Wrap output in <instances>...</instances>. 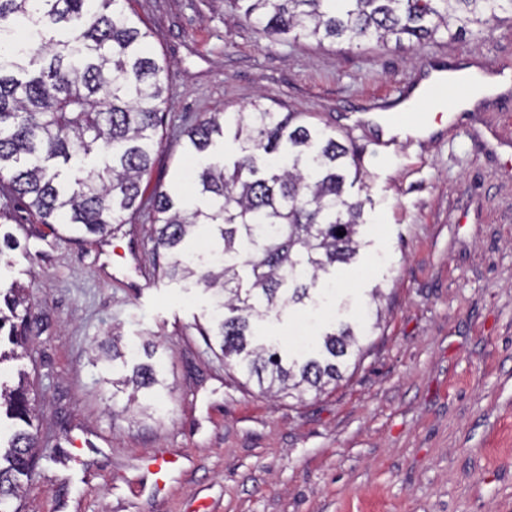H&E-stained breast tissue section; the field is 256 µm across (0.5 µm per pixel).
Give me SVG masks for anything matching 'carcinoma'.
Here are the masks:
<instances>
[{"instance_id":"obj_1","label":"carcinoma","mask_w":512,"mask_h":512,"mask_svg":"<svg viewBox=\"0 0 512 512\" xmlns=\"http://www.w3.org/2000/svg\"><path fill=\"white\" fill-rule=\"evenodd\" d=\"M123 0H0V193L27 200L43 224L81 237L104 236L125 216L153 214L158 266L170 280L196 279L216 297L212 327L224 364L262 391L321 393L343 378L359 349L354 327L325 332L320 350L284 362L260 341L255 322L289 306H319L321 277L353 262L361 247L363 201L346 194L357 167L336 135L261 100L246 112H213L186 131L189 172L145 198L161 146L158 128L169 64L147 49L150 32ZM245 21L267 37L349 45L421 44L440 30L478 38L512 21V0H245ZM238 143L230 165L215 160L228 131ZM191 176L195 202L183 194ZM345 232L338 236L337 231ZM19 289L0 290V364L17 352L29 308ZM165 387L150 362L112 379V398ZM14 424L0 438V497L17 499L35 466L38 417L23 382L0 383V417Z\"/></svg>"}]
</instances>
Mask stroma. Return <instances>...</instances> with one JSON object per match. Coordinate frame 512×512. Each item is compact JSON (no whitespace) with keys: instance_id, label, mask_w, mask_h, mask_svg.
Masks as SVG:
<instances>
[{"instance_id":"obj_1","label":"stroma","mask_w":512,"mask_h":512,"mask_svg":"<svg viewBox=\"0 0 512 512\" xmlns=\"http://www.w3.org/2000/svg\"><path fill=\"white\" fill-rule=\"evenodd\" d=\"M125 8L170 63L150 185L187 167L183 133L201 116L260 96L357 149L348 192L365 201L364 247L320 308L284 310L259 334L296 354L339 302L347 318L377 304L383 319L335 387L273 399L208 347L211 292L155 271L148 211L74 241L0 196V224L20 243L0 258V288H24L35 314L26 357L0 378L25 370L42 418L21 512H512V99L386 157L351 120L433 62L512 64V22L473 46L441 33L349 49L267 39L235 0ZM112 335L156 344L168 387L152 409L113 404ZM159 454L175 459L160 480L147 468Z\"/></svg>"}]
</instances>
